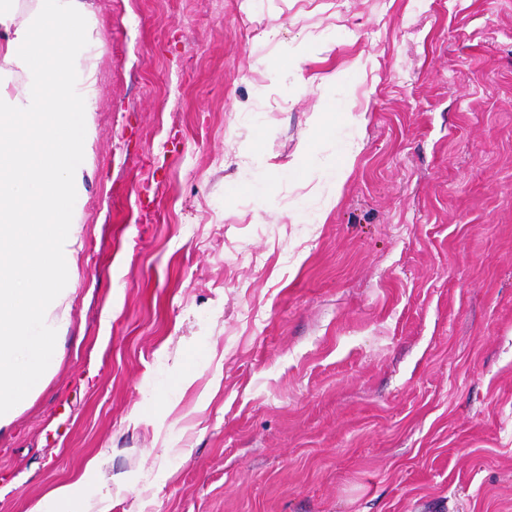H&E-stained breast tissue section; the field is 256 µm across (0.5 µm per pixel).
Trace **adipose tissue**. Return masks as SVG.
I'll use <instances>...</instances> for the list:
<instances>
[{"label": "adipose tissue", "instance_id": "obj_1", "mask_svg": "<svg viewBox=\"0 0 512 512\" xmlns=\"http://www.w3.org/2000/svg\"><path fill=\"white\" fill-rule=\"evenodd\" d=\"M85 0H0V429L40 393L73 293L96 130Z\"/></svg>", "mask_w": 512, "mask_h": 512}]
</instances>
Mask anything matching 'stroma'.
<instances>
[{
  "label": "stroma",
  "instance_id": "35a3bbf8",
  "mask_svg": "<svg viewBox=\"0 0 512 512\" xmlns=\"http://www.w3.org/2000/svg\"><path fill=\"white\" fill-rule=\"evenodd\" d=\"M87 2L76 291L0 512L95 457L76 512H512V0Z\"/></svg>",
  "mask_w": 512,
  "mask_h": 512
}]
</instances>
